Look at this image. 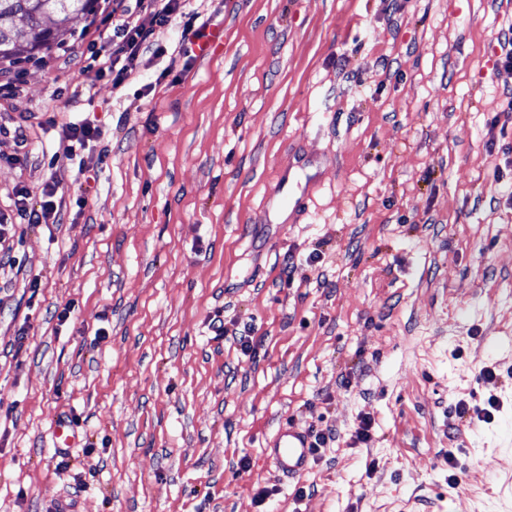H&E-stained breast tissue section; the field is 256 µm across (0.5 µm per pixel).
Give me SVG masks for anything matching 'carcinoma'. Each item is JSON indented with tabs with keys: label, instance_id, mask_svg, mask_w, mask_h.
<instances>
[{
	"label": "carcinoma",
	"instance_id": "1",
	"mask_svg": "<svg viewBox=\"0 0 512 512\" xmlns=\"http://www.w3.org/2000/svg\"><path fill=\"white\" fill-rule=\"evenodd\" d=\"M94 0H0V59L30 58L55 40L45 18L67 29L74 15L91 12Z\"/></svg>",
	"mask_w": 512,
	"mask_h": 512
}]
</instances>
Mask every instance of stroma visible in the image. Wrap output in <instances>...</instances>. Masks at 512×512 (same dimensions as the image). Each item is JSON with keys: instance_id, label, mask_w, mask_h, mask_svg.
<instances>
[{"instance_id": "obj_1", "label": "stroma", "mask_w": 512, "mask_h": 512, "mask_svg": "<svg viewBox=\"0 0 512 512\" xmlns=\"http://www.w3.org/2000/svg\"><path fill=\"white\" fill-rule=\"evenodd\" d=\"M185 8L209 54L173 59L180 23L139 5L165 52L117 89L74 70L112 45L101 13L0 61V512H512V131L492 126L512 0ZM168 67L181 81L157 84ZM90 114L98 135L57 158ZM303 160L318 182L292 224L269 199ZM48 183L60 213L26 223L16 191ZM285 421L335 433L298 480L263 454Z\"/></svg>"}]
</instances>
